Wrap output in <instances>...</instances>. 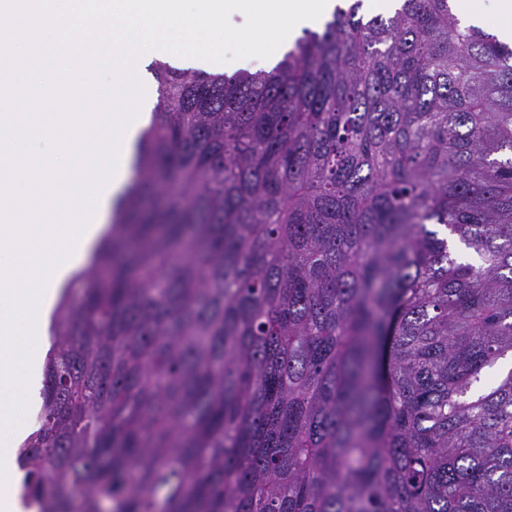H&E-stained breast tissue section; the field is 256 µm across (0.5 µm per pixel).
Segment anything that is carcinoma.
Returning a JSON list of instances; mask_svg holds the SVG:
<instances>
[{"label": "carcinoma", "mask_w": 512, "mask_h": 512, "mask_svg": "<svg viewBox=\"0 0 512 512\" xmlns=\"http://www.w3.org/2000/svg\"><path fill=\"white\" fill-rule=\"evenodd\" d=\"M339 0L269 71L157 64L51 327L39 512H512V46ZM133 128H135V130H133L132 133L130 131H127V135L129 133H131L130 134L131 139H130V135H128V139H125V143H123V148L127 147V151H128V153L126 151V155H128L127 158L120 159V163H123V161H126V163H127V167H121L123 179H117V175H115L114 183L111 186V188L108 190L109 192L107 193V191H106V194L102 195L104 206L100 207L99 221H98V223L94 222L95 228H94V230H90V238H89V235H87V237L85 238L84 244L82 243L81 257H78V258H80V260L76 261V262H72L73 266L68 267V269L65 270V273H63V269H59V270H62V274H60L57 277V280H56V278H54V282H47V283H51L52 285H48V287H51L50 303L46 302V305L50 304V306H48V307L44 306V312H43V310H41V312H43V314H46L43 318V322H44L43 329L44 330L46 327L48 317L51 313V310L54 308V306L58 300V297H59V294H60L62 288L64 286H67V284L73 278H75L80 273H82L83 271H86L88 269L92 254L97 249V247L100 245V243L102 242L106 233L109 230L110 224H108V220L112 216V213L115 210L116 202L120 199V197L124 191V188L126 186L127 179H128L129 167H130L132 156H133L134 146L137 142V139H138V136H139V133L141 130V126L135 127V123H134Z\"/></svg>", "instance_id": "carcinoma-1"}]
</instances>
